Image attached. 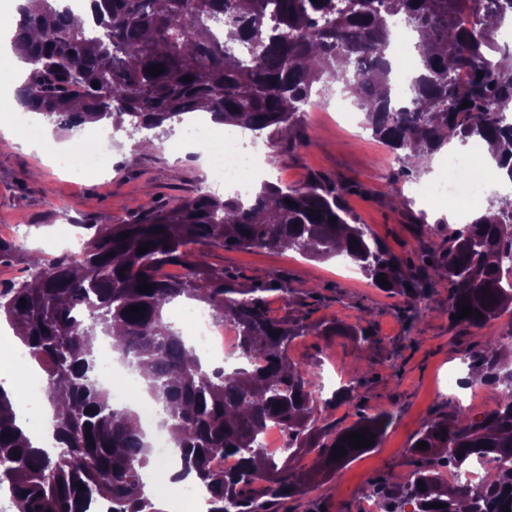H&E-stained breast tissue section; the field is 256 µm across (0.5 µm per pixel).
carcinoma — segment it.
I'll return each mask as SVG.
<instances>
[{
    "mask_svg": "<svg viewBox=\"0 0 512 512\" xmlns=\"http://www.w3.org/2000/svg\"><path fill=\"white\" fill-rule=\"evenodd\" d=\"M91 10L93 25L105 35L74 25L55 0L20 6L16 17L0 15V27L12 30L15 53L33 65L20 104L60 131L109 119L118 129L127 117L164 134L183 115L206 111L289 152L301 145L303 106L336 84L365 114L372 136L402 158L403 173L419 171L420 162L456 138L462 145L487 144L512 181V125L506 121L512 70L497 60L512 48L497 45L500 27L488 24L511 18L512 0H91ZM387 15L440 47L436 55H423L408 101L391 93ZM221 16L224 40L210 25ZM463 16L470 26L462 25ZM244 45L249 58L241 54ZM159 64L163 73L149 74ZM461 68L470 71L465 84L456 77ZM349 191L321 178L300 188L264 182L246 198L199 193L169 208L149 207L122 224H83L88 239L80 251L34 261L27 278L1 287L0 316L46 374L45 396L57 408L58 448H33L16 425L13 402L21 393L13 397L0 387V491L8 501H23L24 512H89L99 501L112 503L111 512H161L143 492L153 448L138 416L112 404L84 348L87 337L115 326L124 330L121 358L150 368L147 390L163 404L164 427L178 435L176 479L190 477L204 488L210 512H258L260 497L280 503L306 494L311 481L335 475L367 451L350 448L351 432L374 434L378 446L392 418L388 412L340 431L315 416L318 367L289 355L304 327L267 309L272 295L290 299L288 279L246 287L210 265L208 249L343 255L376 287L380 274L391 284L388 291L405 297L407 326L419 298L440 281L448 289V316L469 305L482 317L456 324L481 328L512 312V267L503 266L512 254V198L488 203L485 215L454 230L448 245L422 252L415 264L352 222L343 205ZM126 231L130 235L121 238ZM144 244L149 251L140 255ZM166 265H183L187 274L162 279L158 271ZM141 276L151 292L137 290ZM179 297L205 303L214 320L237 326L244 366L231 373L203 368L182 333L164 321L165 306ZM84 302L86 319L77 313ZM138 304L146 307L142 314L127 312ZM473 362L486 382L500 387L496 407L479 419L462 412L428 423L415 439L428 449L410 448L414 469L406 481L372 485L377 512H406L408 505L412 512L512 510V370L492 340ZM271 422L288 432L280 453L259 443ZM341 445L346 454L337 459L331 449ZM315 448L317 468L308 476L297 473L293 461ZM220 453L238 457V466L215 468L212 459ZM490 455L498 460V480L455 483L437 468L451 463L465 470Z\"/></svg>",
    "mask_w": 512,
    "mask_h": 512,
    "instance_id": "obj_1",
    "label": "carcinoma"
}]
</instances>
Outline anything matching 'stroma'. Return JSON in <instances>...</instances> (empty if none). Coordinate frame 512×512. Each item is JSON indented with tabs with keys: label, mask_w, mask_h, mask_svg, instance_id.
<instances>
[{
	"label": "stroma",
	"mask_w": 512,
	"mask_h": 512,
	"mask_svg": "<svg viewBox=\"0 0 512 512\" xmlns=\"http://www.w3.org/2000/svg\"><path fill=\"white\" fill-rule=\"evenodd\" d=\"M340 100L336 91L314 98L304 117V143L293 152L256 139L262 177L294 187L314 176L350 185L344 200L358 222L368 225L392 253L413 257L420 244L407 212L422 210L423 204L412 189L432 181L447 155L438 153L429 172L402 174L389 166L387 148L363 128V113L349 121L337 112ZM181 131L176 122L162 136L153 129L113 132L109 160L93 178L62 166L51 145L33 148L29 132L17 141L0 135V234L24 228L17 247L47 259L59 253L50 240L62 233L64 224L76 225L81 238L84 225L117 224L148 204L170 205L205 191L215 181L208 148L200 144L182 151ZM403 197L410 199V208L400 206ZM209 261L246 283L287 277L291 304L275 297L270 307L275 316L300 320L309 328L293 340L291 358L318 364L322 397L346 384L357 391L355 399L325 412L327 422L341 429L381 410L393 415L379 448L285 503L286 512H360V499L371 482L405 481L413 468L409 450L429 421L460 411L473 417L496 406L495 387L481 382L463 388L459 382L467 380L470 356L488 337H499L503 352L512 351V340L505 337L512 326L508 318L480 329L452 326L448 291L438 286L421 299L412 325L404 326L402 296L370 285L361 272H349L339 257L314 259L291 249L213 248ZM332 322L366 329L377 342L361 355L349 337L319 336L318 328Z\"/></svg>",
	"instance_id": "obj_1"
}]
</instances>
